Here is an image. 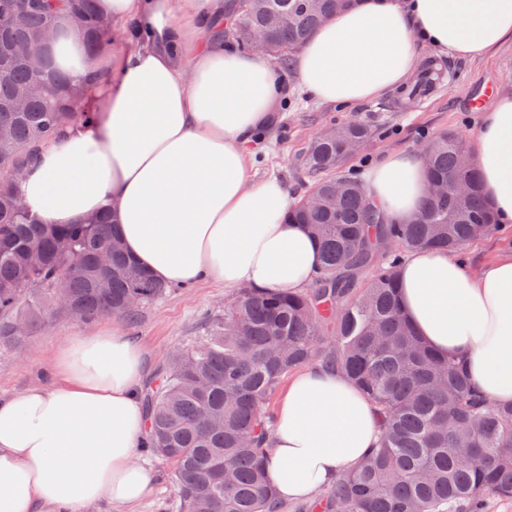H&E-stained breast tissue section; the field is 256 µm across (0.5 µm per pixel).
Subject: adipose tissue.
<instances>
[{"instance_id":"obj_1","label":"adipose tissue","mask_w":512,"mask_h":512,"mask_svg":"<svg viewBox=\"0 0 512 512\" xmlns=\"http://www.w3.org/2000/svg\"><path fill=\"white\" fill-rule=\"evenodd\" d=\"M225 0H97L124 37L86 64L70 28L56 35L71 80L87 86L94 126L73 125L39 147L21 182L27 211L46 224H82L110 209L126 250L168 285L302 291L319 253L286 221L291 198L252 182L250 148L284 89L258 55L224 43ZM146 24L147 39L129 34ZM512 40V0H368L321 26L296 59L318 101L350 109L403 89L423 49L476 60ZM470 153L496 221L512 223V95L495 100ZM384 221L416 217L427 193L420 153L392 152L364 175ZM400 304L432 351L463 362L472 386L512 403V252L471 269L447 252L409 253ZM143 348L112 327L68 337L52 379L0 397V512L133 507L150 475L137 459L146 433ZM373 403L316 362L292 375L278 402L267 471L284 500L313 498L376 446Z\"/></svg>"}]
</instances>
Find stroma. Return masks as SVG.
<instances>
[{
  "mask_svg": "<svg viewBox=\"0 0 512 512\" xmlns=\"http://www.w3.org/2000/svg\"><path fill=\"white\" fill-rule=\"evenodd\" d=\"M277 72L288 93L279 102L271 128L251 148V175L256 181L279 179L296 201L311 186L302 166L306 147L313 135L331 121L352 116L373 131L364 151L346 165L356 177L382 155L422 150L444 132L471 139L484 116L483 111L473 110V102L484 97L491 86L497 95L512 94V41H504L477 60L427 58L418 81L434 83L435 90L429 97L412 99L403 92L350 111L316 101L300 85L295 68L281 66ZM234 294V289L203 281L191 287H171L166 295L146 305L132 323L108 315L92 320L58 316L33 328L20 345L0 348V396L44 382L65 337L108 326L121 328L143 347L149 361L145 383L156 384L168 371L171 351L205 336L211 320L223 316L224 304ZM138 459L150 472L151 483L135 512H179L169 464L143 453Z\"/></svg>",
  "mask_w": 512,
  "mask_h": 512,
  "instance_id": "obj_1",
  "label": "stroma"
}]
</instances>
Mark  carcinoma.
Segmentation results:
<instances>
[{
    "label": "carcinoma",
    "mask_w": 512,
    "mask_h": 512,
    "mask_svg": "<svg viewBox=\"0 0 512 512\" xmlns=\"http://www.w3.org/2000/svg\"><path fill=\"white\" fill-rule=\"evenodd\" d=\"M364 2L239 0L234 45L248 52L256 38L262 55L285 65L324 22ZM73 13L83 19L79 37L92 58L112 35L96 0H0V346L61 314L132 320L169 291L123 249L108 213L93 224H41L21 206L20 184L7 178L63 126L97 120L73 110L85 90L61 68H43L41 93L29 95L28 62L7 51L16 42L39 48L41 33ZM324 131L304 154L311 190L287 214L318 244L313 287L243 288L201 341L174 349L168 374L144 397L141 447L171 465L181 512H284L266 475L267 404L285 376L319 360L368 395L382 433L361 463L314 499V512H483L489 495L511 500L512 405L475 393L458 361L414 334L399 301L400 254H455L499 229L469 150L453 133L429 142L430 186L462 184L466 192H429L415 219L385 224L343 170L369 126L349 119ZM369 267L373 279L357 295L358 273Z\"/></svg>",
    "instance_id": "cac0c4a2"
}]
</instances>
